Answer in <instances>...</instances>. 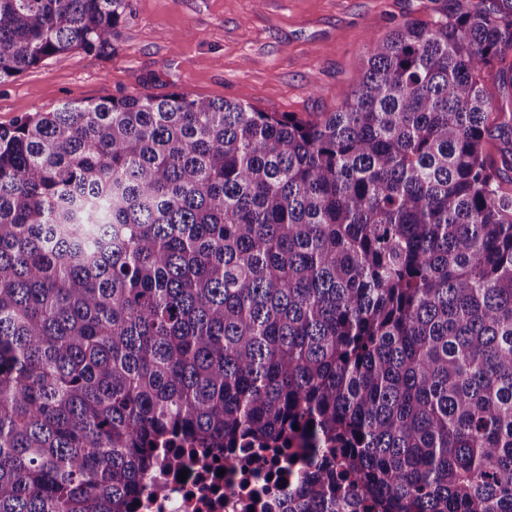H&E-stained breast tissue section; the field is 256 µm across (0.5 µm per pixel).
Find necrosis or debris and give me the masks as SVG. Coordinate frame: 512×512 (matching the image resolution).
<instances>
[{
    "instance_id": "necrosis-or-debris-1",
    "label": "necrosis or debris",
    "mask_w": 512,
    "mask_h": 512,
    "mask_svg": "<svg viewBox=\"0 0 512 512\" xmlns=\"http://www.w3.org/2000/svg\"><path fill=\"white\" fill-rule=\"evenodd\" d=\"M282 477L281 463L268 454L248 465L236 458L207 468L185 457L158 467L137 512H274Z\"/></svg>"
}]
</instances>
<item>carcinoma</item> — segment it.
Returning a JSON list of instances; mask_svg holds the SVG:
<instances>
[{
  "label": "carcinoma",
  "mask_w": 512,
  "mask_h": 512,
  "mask_svg": "<svg viewBox=\"0 0 512 512\" xmlns=\"http://www.w3.org/2000/svg\"><path fill=\"white\" fill-rule=\"evenodd\" d=\"M434 2L334 112L0 127V512H130L167 448L298 439L278 512H512V0ZM127 7L0 0V81Z\"/></svg>",
  "instance_id": "obj_1"
}]
</instances>
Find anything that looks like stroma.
Instances as JSON below:
<instances>
[{"instance_id":"35a3bbf8","label":"stroma","mask_w":512,"mask_h":512,"mask_svg":"<svg viewBox=\"0 0 512 512\" xmlns=\"http://www.w3.org/2000/svg\"><path fill=\"white\" fill-rule=\"evenodd\" d=\"M431 0H129L101 55L75 49L0 83V126L67 101L184 90L266 112H331L370 41Z\"/></svg>"}]
</instances>
